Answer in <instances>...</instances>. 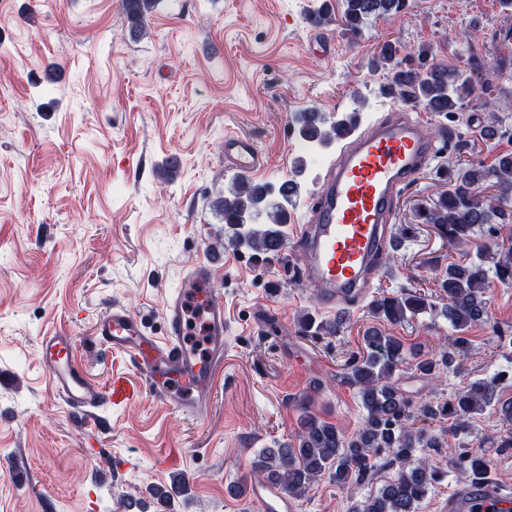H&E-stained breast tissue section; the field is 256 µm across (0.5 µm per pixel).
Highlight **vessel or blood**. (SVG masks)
<instances>
[{"instance_id":"obj_1","label":"vessel or blood","mask_w":512,"mask_h":512,"mask_svg":"<svg viewBox=\"0 0 512 512\" xmlns=\"http://www.w3.org/2000/svg\"><path fill=\"white\" fill-rule=\"evenodd\" d=\"M395 110L393 120L367 124L341 147L327 169L308 223L296 228V242L305 258L301 273L317 288L323 311L345 312L367 295L378 272L376 257L392 245L389 226L395 220L397 195L439 153L420 120L406 114L403 105ZM224 160L243 174L256 173L263 165L256 145L235 134L224 137ZM217 263L212 257L185 272L180 289L166 302L162 335L147 333L143 321L118 303L99 319L93 331L95 344L121 353L137 377L116 372L108 384L97 385L72 357V331L61 327L41 336L42 365L66 407L93 418L105 406L133 403L150 394L204 420L208 390L228 348L224 301L210 288ZM192 299L200 301L205 312L207 339L201 351L186 339V305ZM248 495L260 512H296L293 500L268 482H252ZM503 503L497 485L482 479L455 489L444 509L499 512Z\"/></svg>"}]
</instances>
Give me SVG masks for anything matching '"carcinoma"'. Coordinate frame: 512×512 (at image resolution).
Here are the masks:
<instances>
[{
	"label": "carcinoma",
	"mask_w": 512,
	"mask_h": 512,
	"mask_svg": "<svg viewBox=\"0 0 512 512\" xmlns=\"http://www.w3.org/2000/svg\"><path fill=\"white\" fill-rule=\"evenodd\" d=\"M158 0H122L129 27L135 33L145 32L147 22ZM404 0H343L341 16H332L319 7L314 12L318 24L341 22L354 36L362 33L373 20L398 12ZM429 50L418 55L398 58V50L390 44L379 51L372 66L386 75L383 93L420 105L431 112H458L463 94L471 83L482 79L474 69L440 65L428 60ZM358 114L330 120L316 110L297 113L293 118L299 138L308 143L329 147L350 132ZM306 171V161H295L292 178L278 185L258 184L245 176L234 179L228 195L216 201L227 228V243L235 250L251 254L257 262L268 263L280 257L285 245L284 227L288 224V207L300 190L297 178ZM491 188L493 193L485 190ZM423 224L435 226L448 238V245L466 249L476 229L485 224L512 223V152L498 156L485 166L470 164L461 168L452 188L432 206L418 211ZM512 283V246H485L476 259L467 264L451 263L438 279L441 313L450 322L455 335L439 349L414 356L412 366L420 375L440 381L447 377L457 359L468 350L464 336L473 325L485 322L486 293L491 279ZM435 304L417 293L384 296L372 306L375 316L390 323L404 321ZM301 329L329 335L340 332L343 319L316 321L311 313L302 314ZM370 353L351 366L345 382L358 389L366 411L362 427L350 434L342 426L323 419L312 411V397L300 399L298 430L293 442L276 449L269 448L254 463L257 476L276 484L285 494L303 495L324 475L338 486L351 479H365L374 465L372 458L387 449L394 460L404 466L395 479L385 483L376 495L368 498L355 512H415L428 488L439 479L440 472L428 458L419 457V448H436V437L422 428L408 425L410 401L396 383V372L405 360L403 343L395 336L371 331L365 339ZM492 386L475 380L460 391L454 401H429L421 406L420 415L428 420L448 423L457 431L471 415L491 406ZM457 469L473 480L488 471L485 460L460 456Z\"/></svg>",
	"instance_id": "carcinoma-1"
}]
</instances>
